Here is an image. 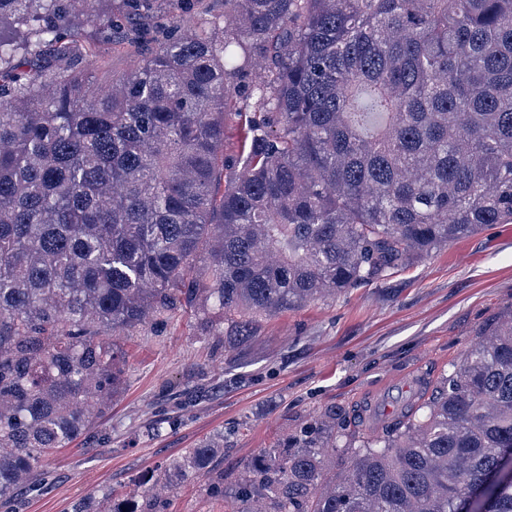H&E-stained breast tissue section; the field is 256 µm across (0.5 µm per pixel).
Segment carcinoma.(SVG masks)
Returning a JSON list of instances; mask_svg holds the SVG:
<instances>
[{"instance_id": "obj_1", "label": "carcinoma", "mask_w": 512, "mask_h": 512, "mask_svg": "<svg viewBox=\"0 0 512 512\" xmlns=\"http://www.w3.org/2000/svg\"><path fill=\"white\" fill-rule=\"evenodd\" d=\"M0 0V501L109 411L114 337L190 309L234 339L253 317L334 298L487 224L512 223V0H224L194 31L187 0ZM136 27L155 43L105 93L93 65ZM92 33L85 34L82 27ZM259 93L245 159L224 156L233 94ZM223 189H218V186ZM211 439L174 481L224 496ZM512 317L428 399L321 482L336 442L249 464L236 512H512Z\"/></svg>"}]
</instances>
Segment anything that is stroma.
I'll list each match as a JSON object with an SVG mask.
<instances>
[{"label":"stroma","mask_w":512,"mask_h":512,"mask_svg":"<svg viewBox=\"0 0 512 512\" xmlns=\"http://www.w3.org/2000/svg\"><path fill=\"white\" fill-rule=\"evenodd\" d=\"M139 54L113 35L89 68L98 89L131 70ZM512 312V224L433 250L407 269L252 323L230 343L234 317L211 328L177 310L118 336L126 381L104 419L46 461L43 480L0 512H67L76 499L140 493L191 448L224 439V495L188 478L165 512H232L237 484L264 450L286 447L321 425L329 409L367 408L363 428H337L326 473L344 469L346 447L376 438L381 422L417 400L418 382L448 376L481 333ZM161 422L160 436L148 435Z\"/></svg>","instance_id":"obj_1"}]
</instances>
